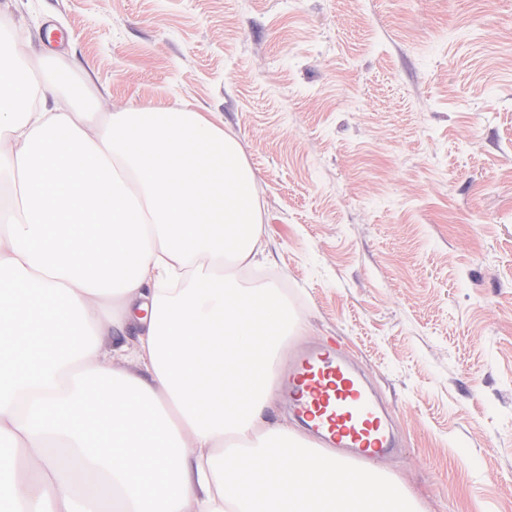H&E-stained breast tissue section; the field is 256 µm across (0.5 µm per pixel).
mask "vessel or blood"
I'll use <instances>...</instances> for the list:
<instances>
[{
    "instance_id": "vessel-or-blood-1",
    "label": "vessel or blood",
    "mask_w": 512,
    "mask_h": 512,
    "mask_svg": "<svg viewBox=\"0 0 512 512\" xmlns=\"http://www.w3.org/2000/svg\"><path fill=\"white\" fill-rule=\"evenodd\" d=\"M279 392L324 447L359 460H374L393 446L381 409L333 346L298 351Z\"/></svg>"
}]
</instances>
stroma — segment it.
Wrapping results in <instances>:
<instances>
[{"label":"stroma","mask_w":512,"mask_h":512,"mask_svg":"<svg viewBox=\"0 0 512 512\" xmlns=\"http://www.w3.org/2000/svg\"><path fill=\"white\" fill-rule=\"evenodd\" d=\"M101 112H218L303 335L386 408L422 512H512V0H0Z\"/></svg>","instance_id":"stroma-1"}]
</instances>
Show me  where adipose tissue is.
I'll return each instance as SVG.
<instances>
[{
  "mask_svg": "<svg viewBox=\"0 0 512 512\" xmlns=\"http://www.w3.org/2000/svg\"><path fill=\"white\" fill-rule=\"evenodd\" d=\"M38 68L0 70V172L20 187L0 218V512H416L271 419L278 347L306 325L224 272L269 252L223 118L66 106Z\"/></svg>",
  "mask_w": 512,
  "mask_h": 512,
  "instance_id": "adipose-tissue-1",
  "label": "adipose tissue"
}]
</instances>
